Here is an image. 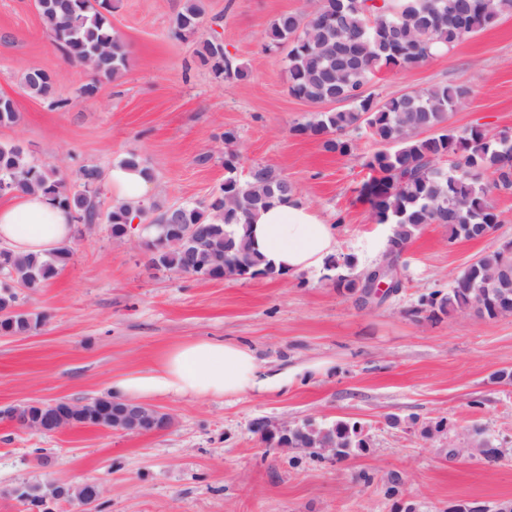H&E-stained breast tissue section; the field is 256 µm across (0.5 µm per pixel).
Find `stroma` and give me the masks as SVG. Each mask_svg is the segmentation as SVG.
Here are the masks:
<instances>
[{"instance_id":"35a3bbf8","label":"stroma","mask_w":512,"mask_h":512,"mask_svg":"<svg viewBox=\"0 0 512 512\" xmlns=\"http://www.w3.org/2000/svg\"><path fill=\"white\" fill-rule=\"evenodd\" d=\"M182 0H112V29L128 55L117 80L80 95L90 74L71 63L46 31L35 0H0V95L19 120L0 142L35 163L75 173L110 171L138 153L152 172L150 204L207 200L224 182V156L237 173L265 165L293 181L300 198L336 233V260L356 269L382 254L392 227L376 223L356 190L376 149L354 132V156L325 152L293 134L314 106L288 91L279 55L265 52L270 22L312 10L313 0H202L204 35L216 34L251 76L232 81L201 65L195 40L176 37ZM52 77L59 107L30 96L25 69ZM437 84L472 95L447 116L451 129L482 125L512 132V15L418 67L385 72L369 93L380 100ZM236 139L225 144V131ZM496 229L480 240L449 241L426 225L405 250L408 280L384 302L363 306L324 271L274 279H199L150 264L142 216L114 238L109 225L76 224L72 257L37 292L19 289L24 309L43 315L25 335H0V512H27L18 485L101 484L96 512H455L459 505L512 503V315H413L421 296L447 289L479 255L512 240V195H493ZM251 348L258 361L295 374L279 394L215 400L162 397L168 428L114 432L75 425L37 433L10 421L31 401L80 402L108 396L113 379L159 363L190 339ZM359 422L369 446L317 458L270 448L257 423ZM445 422L443 433L427 435ZM499 449L491 461L480 444ZM401 492L386 493L391 477Z\"/></svg>"}]
</instances>
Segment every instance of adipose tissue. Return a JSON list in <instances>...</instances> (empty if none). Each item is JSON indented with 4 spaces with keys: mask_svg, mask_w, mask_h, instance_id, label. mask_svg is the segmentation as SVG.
<instances>
[{
    "mask_svg": "<svg viewBox=\"0 0 512 512\" xmlns=\"http://www.w3.org/2000/svg\"><path fill=\"white\" fill-rule=\"evenodd\" d=\"M107 186L130 214L148 203L150 182L138 168L114 164ZM74 230L72 214L42 192L18 194L0 204V243L17 254L46 257L69 243ZM249 232L257 252L282 274L319 269L336 249L332 226L295 196L259 210ZM291 382L288 372L262 368L246 346L200 339L177 345L157 366L114 381L112 395L135 401L165 396L220 399L278 393Z\"/></svg>",
    "mask_w": 512,
    "mask_h": 512,
    "instance_id": "ef3b65f1",
    "label": "adipose tissue"
}]
</instances>
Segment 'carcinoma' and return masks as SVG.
<instances>
[{"mask_svg":"<svg viewBox=\"0 0 512 512\" xmlns=\"http://www.w3.org/2000/svg\"><path fill=\"white\" fill-rule=\"evenodd\" d=\"M46 29L71 62L86 67L92 82L81 88L91 95L97 84L111 81L125 68L127 49L112 34V0H46L38 8ZM512 14V0H317L311 12H285L276 16L266 31L264 49L284 57L289 74V92L312 105L342 103L344 108L318 112L292 129L320 142L322 148L340 156L354 155L357 144L347 137L350 128H365L379 145L367 159L369 179L359 190L380 224L393 225L380 263L395 269L393 285L385 296L404 288L406 268L399 259L408 244L426 224L448 227V239L472 240L500 223L489 196L495 189L512 191V134L491 135L479 127L447 129V115L467 103L472 94L465 85H435L412 90L384 101L364 88L383 69L417 67L442 55L466 38L494 26ZM203 11L199 0H184L172 20L174 34L183 39L200 34ZM199 61L218 76L245 81L248 69L233 62L216 37L199 41ZM23 84L34 96L58 104L52 81L40 69H26ZM18 112L12 99L0 96V126L16 123ZM237 155L224 160L227 176L218 194L198 205L172 206L151 221L159 233L147 246L153 267L186 275L215 278H274L278 273L263 265L247 234L233 225L250 220L270 200L297 194L288 177L267 166L250 168L245 178L236 175ZM0 179L13 194L41 190L74 213L85 224L104 220L112 235L122 236L129 217L122 205L103 214L96 188L102 171L95 165L79 168L77 182L56 165L31 162L18 145L0 144ZM71 255L59 247L45 259L0 256V272L6 280L31 291L53 279ZM504 250L481 255L463 268L448 290L422 297L413 313L427 318L469 312L478 289L498 270ZM371 270L352 275L327 276L336 288L350 294L363 293ZM14 306L20 313L0 322L8 335H22L37 328L41 314L21 309L16 293H0V311ZM336 448L337 456L351 448L367 447L357 423L331 425L306 421L292 428L288 447L317 450Z\"/></svg>","mask_w":512,"mask_h":512,"instance_id":"cac0c4a2","label":"carcinoma"}]
</instances>
